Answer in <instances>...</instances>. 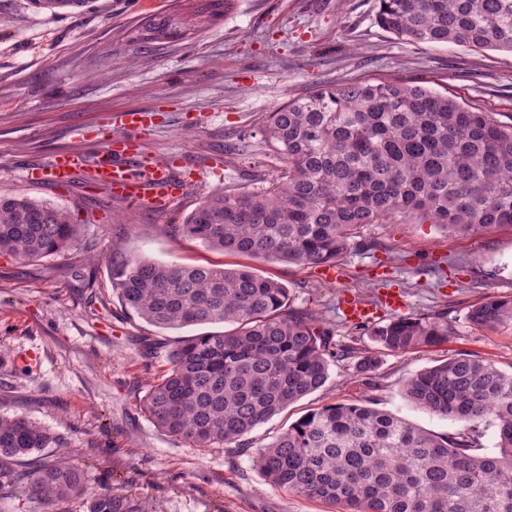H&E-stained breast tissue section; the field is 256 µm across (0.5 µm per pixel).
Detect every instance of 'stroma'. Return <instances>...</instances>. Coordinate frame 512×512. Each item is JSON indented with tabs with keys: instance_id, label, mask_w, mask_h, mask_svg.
Here are the masks:
<instances>
[{
	"instance_id": "1",
	"label": "stroma",
	"mask_w": 512,
	"mask_h": 512,
	"mask_svg": "<svg viewBox=\"0 0 512 512\" xmlns=\"http://www.w3.org/2000/svg\"><path fill=\"white\" fill-rule=\"evenodd\" d=\"M192 8L191 0H91L53 14L28 0H0V194L65 210L91 245L29 264L0 256V415L52 428L90 486L144 494L146 512H344L270 483L255 457L291 423L334 403L367 400L427 430L455 432L457 422L407 400L402 384L460 354L512 370V324L486 329L467 319L482 301L512 298V227L451 235L427 223L367 225V248L336 262L339 285L311 265L207 249L177 226L208 192L258 187L276 166L259 127L320 85L409 81L512 122V52L395 38L377 25L374 0H233L190 38L132 42L147 19ZM127 109L155 114L148 145L161 156L181 154L206 182L157 212L79 182L22 180L23 168L56 152L92 154L97 142L77 139L75 129ZM218 160L216 177L209 169ZM126 258L241 265L278 279L290 307L330 328L337 348L376 352L379 364L362 377L354 360H336L323 387L239 442L196 448L176 440L153 425L142 402L178 342L209 327L163 330L129 315L112 287ZM344 288L366 301L401 289L405 316L447 310L453 334L440 346L377 350L366 327L344 320ZM28 350L39 364L17 367Z\"/></svg>"
}]
</instances>
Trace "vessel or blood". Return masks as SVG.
<instances>
[{"instance_id":"1","label":"vessel or blood","mask_w":512,"mask_h":512,"mask_svg":"<svg viewBox=\"0 0 512 512\" xmlns=\"http://www.w3.org/2000/svg\"><path fill=\"white\" fill-rule=\"evenodd\" d=\"M152 126L149 113L126 110L99 123L94 129L78 128V137L94 135L100 146L84 158L58 153L43 165L27 168L32 183L69 184L78 173L108 192L113 199L164 211L180 197L188 183H200L205 173L187 168L181 158L157 159L145 147L143 137Z\"/></svg>"}]
</instances>
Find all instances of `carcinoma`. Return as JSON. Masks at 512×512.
<instances>
[{
    "label": "carcinoma",
    "mask_w": 512,
    "mask_h": 512,
    "mask_svg": "<svg viewBox=\"0 0 512 512\" xmlns=\"http://www.w3.org/2000/svg\"><path fill=\"white\" fill-rule=\"evenodd\" d=\"M89 0H29L52 13ZM231 0H197L210 20ZM376 23L398 39L512 52V0H376ZM179 16L148 22L141 42L180 40ZM279 166L251 192L205 195L180 225L203 246L264 260L334 264L368 224H436L462 235L512 226V123L420 85L399 81L320 86L267 117L259 131ZM81 243V227L57 207L0 196V255L36 262ZM113 285L122 306L161 329L230 323L190 336L149 384L153 425L197 448L238 442L321 388L333 332L288 305V288L247 268L126 258ZM468 320L512 321L511 299L475 305ZM384 350L448 342V312L377 323ZM416 405L457 421L452 434L417 428L371 403L332 404L278 434L254 460L272 484L347 512H512V372L459 355L403 384ZM496 428L484 451V428ZM64 439L24 415L0 416V497L34 503L81 497L88 512H138L125 494L89 488L57 455ZM29 463L20 472L16 466Z\"/></svg>",
    "instance_id": "1"
}]
</instances>
